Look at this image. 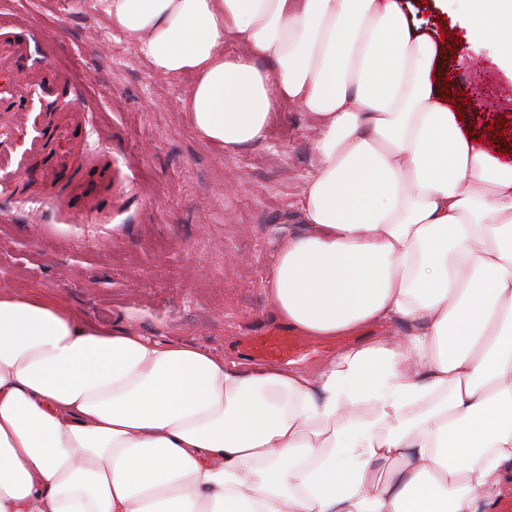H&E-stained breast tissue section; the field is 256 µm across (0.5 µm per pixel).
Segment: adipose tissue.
<instances>
[{
	"instance_id": "1",
	"label": "adipose tissue",
	"mask_w": 512,
	"mask_h": 512,
	"mask_svg": "<svg viewBox=\"0 0 512 512\" xmlns=\"http://www.w3.org/2000/svg\"><path fill=\"white\" fill-rule=\"evenodd\" d=\"M512 77V0H469ZM182 109L236 153L292 105L318 131L308 234L266 279L315 372L150 341L0 291V512H478L512 466V164L448 106L398 0H110ZM246 45L229 55L226 40ZM386 331H390L397 336H409L414 331V328L401 323H393L391 325L376 326L369 330L362 331L368 333L367 336L363 333H358L356 336H338L336 337V342L333 344L312 340L316 344L327 348L326 352L314 354L319 352V349L317 346L311 345L306 336H303L292 328L283 327L272 336H257L251 343V350L253 354L258 357L262 356L264 350L269 347L277 348L281 353L288 354V356L296 353L313 354L292 361H285L282 359H269L267 361L275 362L287 367H294L300 370L313 371L318 368L325 359L336 352V343L337 345H344L346 347L360 345L367 342L371 336H373V333L380 334ZM360 336H362V339Z\"/></svg>"
}]
</instances>
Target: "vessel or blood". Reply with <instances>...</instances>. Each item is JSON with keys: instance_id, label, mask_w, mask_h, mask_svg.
Masks as SVG:
<instances>
[{"instance_id": "1", "label": "vessel or blood", "mask_w": 512, "mask_h": 512, "mask_svg": "<svg viewBox=\"0 0 512 512\" xmlns=\"http://www.w3.org/2000/svg\"><path fill=\"white\" fill-rule=\"evenodd\" d=\"M90 109L52 64L30 69L18 33L0 30V192L23 194L47 182L68 207L84 208L98 183L96 162L83 157ZM270 347L288 355L318 351L289 327L251 343L257 356Z\"/></svg>"}]
</instances>
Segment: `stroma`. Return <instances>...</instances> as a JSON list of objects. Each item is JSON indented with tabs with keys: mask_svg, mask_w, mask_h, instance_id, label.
Wrapping results in <instances>:
<instances>
[{
	"mask_svg": "<svg viewBox=\"0 0 512 512\" xmlns=\"http://www.w3.org/2000/svg\"><path fill=\"white\" fill-rule=\"evenodd\" d=\"M418 30L445 32L448 96L487 151H512V79L493 51L460 48L429 0H404ZM0 25L28 35V62L56 66L99 105L88 128L106 148L111 205L80 220L48 187L0 195V290L35 293L152 340L237 361L271 317L265 281L288 235L302 232L317 132L291 108L265 144L228 155L201 140L181 107L188 81L153 71L113 32L96 0H0ZM496 101L473 112L476 98ZM41 223H31L34 210Z\"/></svg>",
	"mask_w": 512,
	"mask_h": 512,
	"instance_id": "35a3bbf8",
	"label": "stroma"
}]
</instances>
